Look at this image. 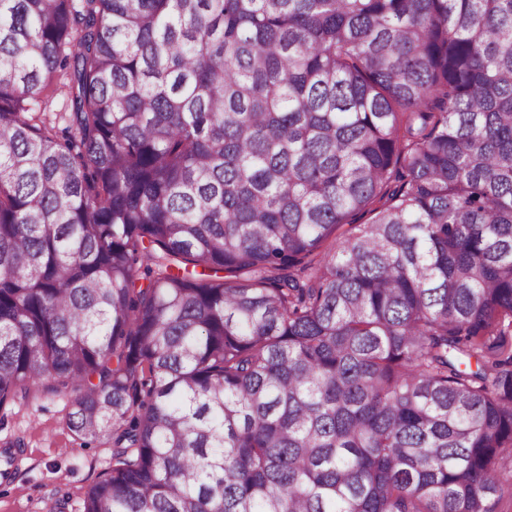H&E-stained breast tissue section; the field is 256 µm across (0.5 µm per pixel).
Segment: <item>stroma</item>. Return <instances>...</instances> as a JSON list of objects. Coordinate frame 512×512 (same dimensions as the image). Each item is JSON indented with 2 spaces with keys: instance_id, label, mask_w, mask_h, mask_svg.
Here are the masks:
<instances>
[{
  "instance_id": "obj_1",
  "label": "stroma",
  "mask_w": 512,
  "mask_h": 512,
  "mask_svg": "<svg viewBox=\"0 0 512 512\" xmlns=\"http://www.w3.org/2000/svg\"><path fill=\"white\" fill-rule=\"evenodd\" d=\"M72 392L31 389L0 408V447L20 442L12 481L0 484V512H54L70 497L76 512L82 493L107 468L111 444L85 442L68 427Z\"/></svg>"
}]
</instances>
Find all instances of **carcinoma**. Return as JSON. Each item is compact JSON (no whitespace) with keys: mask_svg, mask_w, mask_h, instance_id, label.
<instances>
[{"mask_svg":"<svg viewBox=\"0 0 512 512\" xmlns=\"http://www.w3.org/2000/svg\"><path fill=\"white\" fill-rule=\"evenodd\" d=\"M33 384L112 438L79 512H497L512 0H0Z\"/></svg>","mask_w":512,"mask_h":512,"instance_id":"carcinoma-1","label":"carcinoma"}]
</instances>
